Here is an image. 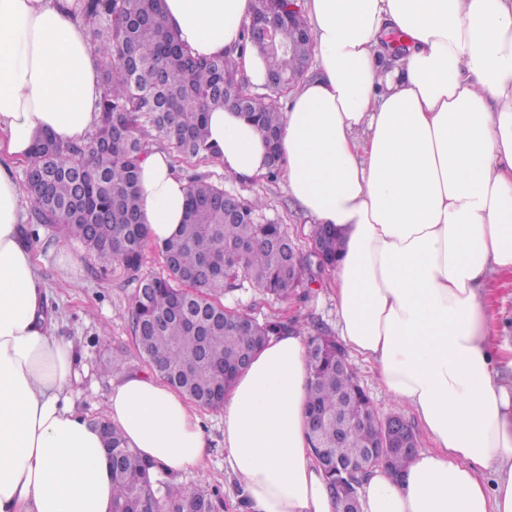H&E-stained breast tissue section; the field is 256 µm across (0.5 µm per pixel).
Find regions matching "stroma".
Masks as SVG:
<instances>
[{"label": "stroma", "mask_w": 512, "mask_h": 512, "mask_svg": "<svg viewBox=\"0 0 512 512\" xmlns=\"http://www.w3.org/2000/svg\"><path fill=\"white\" fill-rule=\"evenodd\" d=\"M178 171L209 175L212 180L222 182L226 191L245 200L263 198L266 203L263 216L287 225L300 252H309L313 221L289 195L284 179L272 182L260 177L238 181L225 174L223 166L213 160L183 163ZM38 232L40 239L34 243L33 250L56 332L74 339L77 345L76 367L81 382L72 397L73 409L82 418L93 421L106 414L112 381L107 364L113 354L125 355L133 370L149 369L139 356L130 319L137 282L117 265L99 270L94 257L79 241L43 226ZM329 279V271L314 267L309 279L288 298L264 296L249 287L238 292L233 302L242 311L261 319L279 317L302 324L316 322L334 335L338 329ZM485 294L492 314V340L495 345L511 347L512 273L492 280ZM351 364L380 417L398 415L415 422V415L406 406L393 401L382 390L370 364L357 358ZM198 414L208 442L205 468L175 475V482L190 490L202 488L213 493L218 512H248L244 499L231 488L224 472V425L219 412L202 408Z\"/></svg>", "instance_id": "obj_1"}]
</instances>
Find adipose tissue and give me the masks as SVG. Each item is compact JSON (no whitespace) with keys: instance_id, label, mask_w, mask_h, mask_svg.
<instances>
[{"instance_id":"ef3b65f1","label":"adipose tissue","mask_w":512,"mask_h":512,"mask_svg":"<svg viewBox=\"0 0 512 512\" xmlns=\"http://www.w3.org/2000/svg\"><path fill=\"white\" fill-rule=\"evenodd\" d=\"M315 76L288 94L280 150L290 194L342 240L331 286L351 354L417 416L432 449L376 468L364 512H512V382L495 365L486 285L512 272V0H304ZM193 55H231L255 87L266 60L239 48L252 0H164ZM99 55L81 0H0V512H112L99 430L78 416L72 340L57 335L14 165L37 135L86 141L99 122ZM226 174L267 172L259 128L208 115ZM148 238L183 221L187 183L166 153L140 164ZM302 336L271 338L220 408L249 512H338L310 449ZM107 418L142 459L201 466L207 441L154 374L117 373ZM496 475L487 484L485 471Z\"/></svg>"}]
</instances>
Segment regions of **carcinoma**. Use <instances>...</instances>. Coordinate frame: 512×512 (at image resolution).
<instances>
[{
    "label": "carcinoma",
    "instance_id": "carcinoma-1",
    "mask_svg": "<svg viewBox=\"0 0 512 512\" xmlns=\"http://www.w3.org/2000/svg\"><path fill=\"white\" fill-rule=\"evenodd\" d=\"M163 0H85L83 17L102 58L100 120L88 142L60 145L46 137L26 163L23 185L32 207L23 230L55 227L83 243L99 268L114 264L136 274L148 242L140 212V162L150 142L173 145L189 163L212 159L208 113L241 107L262 131L273 154L266 176L276 179L280 153V91L302 68L308 41L288 24V4L298 0H254L253 18L274 16L267 42L251 28L244 45L264 48L269 75L265 92L252 90L227 56L193 55L167 26ZM188 202L179 234L156 245L163 272L140 278L131 307L139 354L159 376L197 406L220 408L236 375L271 337L308 336L311 368L307 417L316 420L310 442L333 496L341 487L361 496V485L336 468L358 457L382 431L369 396L349 370L345 349L319 325L303 331L295 323L257 318L224 303L250 286L286 298L310 269L283 224L258 220L261 198L242 201L207 176L188 179ZM311 255L317 267L336 263V230L316 224ZM112 449V512H140L154 503L161 512H212L211 494L156 477L157 468L129 448L105 419L92 422Z\"/></svg>",
    "mask_w": 512,
    "mask_h": 512
}]
</instances>
